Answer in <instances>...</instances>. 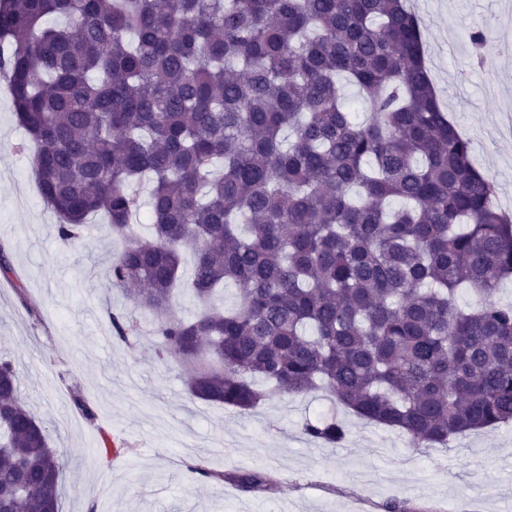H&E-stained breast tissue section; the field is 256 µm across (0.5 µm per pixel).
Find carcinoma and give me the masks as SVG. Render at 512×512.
I'll use <instances>...</instances> for the list:
<instances>
[{
  "label": "carcinoma",
  "instance_id": "carcinoma-1",
  "mask_svg": "<svg viewBox=\"0 0 512 512\" xmlns=\"http://www.w3.org/2000/svg\"><path fill=\"white\" fill-rule=\"evenodd\" d=\"M0 77L59 239L107 218L124 242L111 283L141 287L157 355L178 356L192 397L250 410L259 380L322 390L416 446L512 423V304L494 299L512 214L435 94L409 0H0ZM185 250L195 297L233 284L238 307L167 316ZM464 288L478 307L461 308ZM49 440L0 359V512H58Z\"/></svg>",
  "mask_w": 512,
  "mask_h": 512
}]
</instances>
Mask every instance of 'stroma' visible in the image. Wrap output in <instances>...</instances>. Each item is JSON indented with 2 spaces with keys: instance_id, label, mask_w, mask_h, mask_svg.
Instances as JSON below:
<instances>
[{
  "instance_id": "obj_1",
  "label": "stroma",
  "mask_w": 512,
  "mask_h": 512,
  "mask_svg": "<svg viewBox=\"0 0 512 512\" xmlns=\"http://www.w3.org/2000/svg\"><path fill=\"white\" fill-rule=\"evenodd\" d=\"M418 15L435 87L470 139L475 165L512 210V0H421ZM495 44L476 54L474 29ZM25 132L0 82V246L16 279L0 276V358L12 362L22 395L63 463L59 512H384L387 500L419 512H512V424L457 436L444 448L414 447L407 435L337 413L322 394L273 396L240 411L193 398L175 356L158 359L150 314L108 277L118 244L99 222L76 245L56 235L26 154ZM138 321L115 337L110 313ZM83 396L96 417L74 403ZM340 415L336 445L309 439L306 421ZM126 442L117 460L97 450L102 434ZM259 470L270 491L244 493L206 481L189 465Z\"/></svg>"
}]
</instances>
